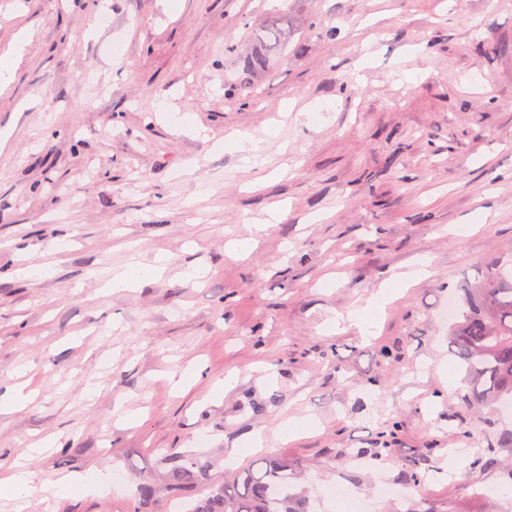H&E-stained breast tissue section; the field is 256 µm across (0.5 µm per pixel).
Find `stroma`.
<instances>
[{
	"label": "stroma",
	"mask_w": 512,
	"mask_h": 512,
	"mask_svg": "<svg viewBox=\"0 0 512 512\" xmlns=\"http://www.w3.org/2000/svg\"><path fill=\"white\" fill-rule=\"evenodd\" d=\"M277 8L288 47L248 69ZM20 35L0 85V395L26 400L0 414V470L32 482L0 512H135L148 479L174 512L169 454L208 465L201 499L259 429L237 468L288 461L313 512H345L324 496L341 482L361 512H512L491 493L512 480V409L467 405L445 316L512 258V0H0V56ZM160 252L162 276L104 289ZM423 257L373 337L346 322ZM453 448L471 460L452 476Z\"/></svg>",
	"instance_id": "obj_1"
}]
</instances>
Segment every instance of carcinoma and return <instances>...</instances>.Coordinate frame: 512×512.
Returning <instances> with one entry per match:
<instances>
[{"instance_id": "obj_1", "label": "carcinoma", "mask_w": 512, "mask_h": 512, "mask_svg": "<svg viewBox=\"0 0 512 512\" xmlns=\"http://www.w3.org/2000/svg\"><path fill=\"white\" fill-rule=\"evenodd\" d=\"M252 59L263 67L288 46V30L270 20L257 37ZM457 356L473 378L474 400L512 401V261L495 262L490 278L465 289L458 321L450 328ZM174 469L190 482H205L208 468L185 455L171 457ZM291 466L278 459H259L196 501L187 512H310L306 499L290 491ZM155 488L141 487L137 512H153Z\"/></svg>"}]
</instances>
